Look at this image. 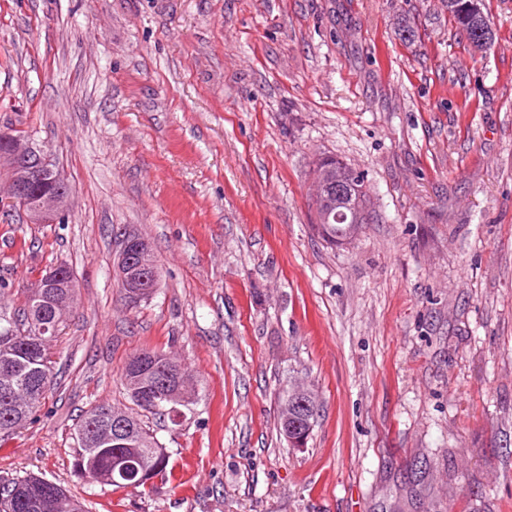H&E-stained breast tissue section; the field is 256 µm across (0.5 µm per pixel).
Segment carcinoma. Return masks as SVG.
<instances>
[{"instance_id": "obj_1", "label": "carcinoma", "mask_w": 512, "mask_h": 512, "mask_svg": "<svg viewBox=\"0 0 512 512\" xmlns=\"http://www.w3.org/2000/svg\"><path fill=\"white\" fill-rule=\"evenodd\" d=\"M448 16L469 44L483 49L494 43V32L483 31L484 0H442ZM319 178L329 183V203L314 201L317 227L324 237L334 242L353 238L370 217V197L364 177L337 159H322L317 164ZM22 308L10 310L0 302V387H10V395L0 392V439L8 438L31 421L54 385L52 343L59 338L63 323L53 324L54 312L70 304L69 290L58 289L54 300L43 304L32 294L23 292ZM48 335L41 337L35 353L22 343L9 344L5 336H28L41 326ZM173 356L158 349L144 348L127 361L123 380L135 408L96 404L83 412L76 426L74 449L76 470L96 482L118 487L139 488L165 473L168 465L166 449L147 429L141 414L168 412L167 404L179 400L190 404L195 390L192 374L185 371L180 382L163 393L164 403L145 402L138 397L141 389L155 386L159 366ZM319 399L313 390L295 385L284 395L279 414L288 413L298 422L299 433L309 438L319 414ZM110 409L126 416L129 431L113 436L104 422L96 419L99 411ZM0 512H83L81 502L67 496L59 485L38 476L0 479Z\"/></svg>"}]
</instances>
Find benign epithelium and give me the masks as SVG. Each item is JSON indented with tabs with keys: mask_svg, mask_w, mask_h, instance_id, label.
<instances>
[{
	"mask_svg": "<svg viewBox=\"0 0 512 512\" xmlns=\"http://www.w3.org/2000/svg\"><path fill=\"white\" fill-rule=\"evenodd\" d=\"M0 169L7 170L0 182V207L11 206L26 213L30 224L64 222L71 202L70 185L48 153L33 141L20 144L11 131L0 129ZM118 268L128 299L138 301L158 288L157 261L148 242L135 232L122 238ZM65 267L54 266L28 285L35 297L50 298L63 287Z\"/></svg>",
	"mask_w": 512,
	"mask_h": 512,
	"instance_id": "benign-epithelium-1",
	"label": "benign epithelium"
}]
</instances>
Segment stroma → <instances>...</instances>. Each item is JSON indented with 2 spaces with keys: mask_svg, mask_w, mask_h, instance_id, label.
<instances>
[{
  "mask_svg": "<svg viewBox=\"0 0 512 512\" xmlns=\"http://www.w3.org/2000/svg\"><path fill=\"white\" fill-rule=\"evenodd\" d=\"M485 4L477 51L439 0H0V129L73 189L63 224L0 209V278L61 263L78 290L0 476L86 512H512V0ZM326 155L371 197L343 244L316 227ZM125 229L161 268L135 307ZM146 347L196 400L146 420L165 475L92 482L75 425ZM294 379L321 403L303 448L279 431Z\"/></svg>",
  "mask_w": 512,
  "mask_h": 512,
  "instance_id": "obj_1",
  "label": "stroma"
}]
</instances>
